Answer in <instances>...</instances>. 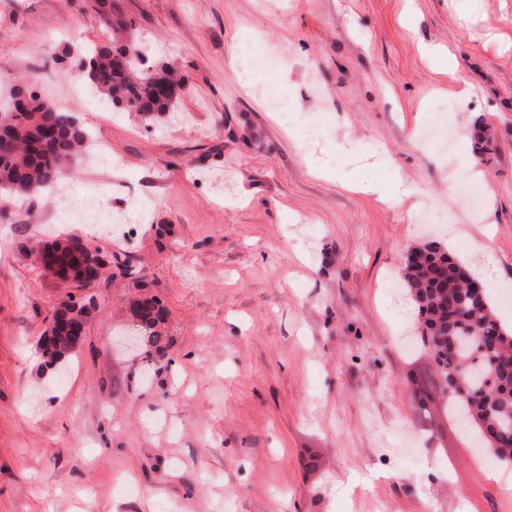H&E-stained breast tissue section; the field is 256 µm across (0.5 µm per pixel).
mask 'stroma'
Returning <instances> with one entry per match:
<instances>
[{
  "mask_svg": "<svg viewBox=\"0 0 512 512\" xmlns=\"http://www.w3.org/2000/svg\"><path fill=\"white\" fill-rule=\"evenodd\" d=\"M115 4L183 79L157 118L104 121L72 94L82 74L54 56L105 36L84 0H0V101L29 87L124 166L89 148L61 197L0 195V512H512L504 465L414 403L432 361L402 280L407 251L439 242L512 325V0ZM438 101L450 155L419 137ZM395 181L408 196L361 190ZM72 235L128 273H35L32 247ZM71 297L94 304L53 369L39 341ZM151 299L160 350L134 314ZM475 152L482 159L489 160L499 151L497 134L493 127L478 122L470 132Z\"/></svg>",
  "mask_w": 512,
  "mask_h": 512,
  "instance_id": "1",
  "label": "stroma"
}]
</instances>
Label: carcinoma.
<instances>
[{"mask_svg":"<svg viewBox=\"0 0 512 512\" xmlns=\"http://www.w3.org/2000/svg\"><path fill=\"white\" fill-rule=\"evenodd\" d=\"M90 8L109 28L108 40L90 44L80 58L85 78L116 107L162 115L175 104L177 92L165 85L162 67L157 73L137 42L135 24L125 19L110 0H91ZM25 112L0 110V126L14 136L0 142V192L34 196L57 182L79 158L86 130L70 112L59 110L38 95ZM475 152L488 160L499 151L493 127L478 122L470 132ZM413 264H404L403 282L416 306L417 334L432 354L435 367L413 379L417 406L429 405L444 395V387L464 394L460 404L445 399L448 417L465 416L493 440L487 448L505 464H512V328L495 314L486 289L476 291L478 279L434 241L411 249ZM148 342L158 347L161 336L151 331L161 311L154 301L136 310ZM495 375V385L480 392L479 371Z\"/></svg>","mask_w":512,"mask_h":512,"instance_id":"obj_1","label":"carcinoma"}]
</instances>
